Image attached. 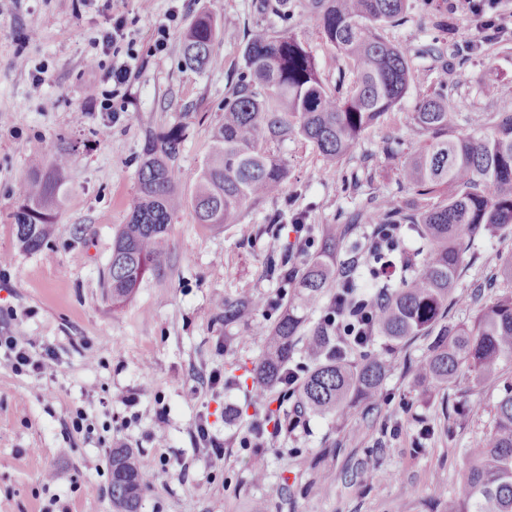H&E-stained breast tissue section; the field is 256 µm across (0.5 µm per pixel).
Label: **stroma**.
Returning <instances> with one entry per match:
<instances>
[{
    "label": "stroma",
    "mask_w": 512,
    "mask_h": 512,
    "mask_svg": "<svg viewBox=\"0 0 512 512\" xmlns=\"http://www.w3.org/2000/svg\"><path fill=\"white\" fill-rule=\"evenodd\" d=\"M256 0H0V336L33 340L35 353L59 358L53 375L37 378L0 360V512H42L59 498L71 512L95 503L115 512L109 493L114 448L133 449L157 472L143 512H251L268 485L284 489L268 512H447L462 490L466 452L492 423L494 406L512 383V357L502 359L498 378L476 382L469 374L445 390L420 381L415 364L430 339L421 336L398 349L375 338L352 360L384 355L391 370L374 408L358 407L350 419L300 415L293 432L262 447L242 444L255 417L251 386L211 385V372L253 365L263 349L271 316L223 326L217 303L227 296L269 295L275 285L264 273L266 256L288 245L289 230L272 236L261 224L283 211L302 216L311 235L384 195L413 200L402 188L400 161L383 151V137L401 140V153L422 144L412 112L432 91L436 76L411 85L399 110L366 131L353 158L324 169L310 144L280 148L288 164L282 195L247 209L238 223L211 228L195 223L191 210L172 220L166 274L144 281L130 302L113 308L103 273L112 240L126 221V202L138 185L146 140L190 117L179 163L192 184L205 158L224 96L242 63L243 32L257 16ZM294 31L316 57L326 85L336 83V57L328 50L302 0H289ZM182 23L213 13L224 30L214 45L221 68L187 69L179 33L167 49L152 50L153 33L171 9ZM126 19L137 58L124 87L123 109H94L110 89L111 54L97 40L115 14ZM507 31L484 52L465 55L449 73L460 128H481L487 113L512 112L511 97H489L484 88L512 84V17ZM38 38H30L31 30ZM387 35L415 56L436 32L419 6H412ZM28 68L14 67L16 57ZM96 66H88L90 57ZM46 71L40 93L31 91L32 68ZM75 145L68 194L53 240L42 251L16 247L13 213L20 200L26 162L51 156L60 141ZM512 256V235L476 236L466 243L465 268L448 322H471L480 308L512 293L499 265ZM233 337L225 346V337ZM124 390L135 408L114 402ZM165 422H157L158 410ZM90 426L73 430L76 413ZM206 413L212 433L224 442V469L211 474L194 459L193 430ZM164 432L165 447L153 433ZM55 481L44 485L42 475Z\"/></svg>",
    "instance_id": "35a3bbf8"
}]
</instances>
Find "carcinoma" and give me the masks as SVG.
<instances>
[{"mask_svg": "<svg viewBox=\"0 0 512 512\" xmlns=\"http://www.w3.org/2000/svg\"><path fill=\"white\" fill-rule=\"evenodd\" d=\"M409 0H305L326 47L340 62L336 85L322 80L312 51L290 28L276 29L259 19L245 41L243 66L231 93L224 97V120L213 131L209 152L186 190L178 164L189 122L180 121L146 141L138 186L127 206L126 222L112 241L103 276L112 307L120 308L144 280L166 270L172 218L191 209L199 224L236 223L252 205L280 195L288 166L278 153L284 142L301 138L317 150L326 169L352 156L362 133L382 123L402 103L419 69L384 36L400 23ZM434 29L449 35L447 0H421ZM220 36L214 16L200 12L181 34L187 68L203 72L218 63L213 46ZM427 70L448 69L447 42L434 39L422 52ZM448 85L421 98L413 121L424 136L421 146L402 162L401 183L415 195L437 194L436 203L401 205L389 196L354 214L367 224H412L422 240L415 269L396 272L387 289L373 335L398 348L417 336L433 337L417 364L421 380L435 386L453 382L462 367L479 379H493L499 362L512 357V294L484 307L470 324L448 326V301L464 264V241L481 233L512 231V113L491 112L480 131H456ZM75 146L62 141L50 158L29 161V176L13 213L20 250L36 253L55 232L56 217L67 193L66 172ZM341 231L322 228L319 248L294 264L289 251L271 254L266 276L283 284L293 270L291 287L302 304L318 299L337 283L336 244ZM285 293L224 298V325L247 323L270 304L277 313L267 329L265 349L254 367L266 389L288 391V378L299 403L314 415L349 416L357 405H375L390 371L389 360L369 357L358 363L347 355L328 354L336 335L316 326L306 337L315 365H292L303 320L283 304ZM152 476L128 448L112 449L110 493L116 512H142ZM448 512H512V384L494 407L484 438L468 449L463 491Z\"/></svg>", "mask_w": 512, "mask_h": 512, "instance_id": "carcinoma-1", "label": "carcinoma"}]
</instances>
